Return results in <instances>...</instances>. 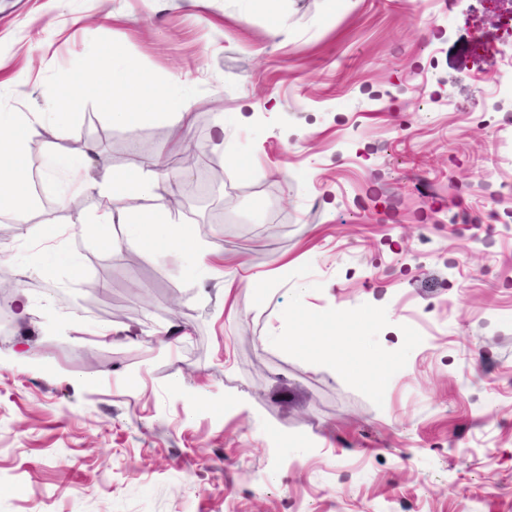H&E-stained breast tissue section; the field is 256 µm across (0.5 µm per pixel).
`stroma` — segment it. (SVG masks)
Wrapping results in <instances>:
<instances>
[{"mask_svg": "<svg viewBox=\"0 0 512 512\" xmlns=\"http://www.w3.org/2000/svg\"><path fill=\"white\" fill-rule=\"evenodd\" d=\"M411 2L0 0V112L110 72L93 40L191 105L163 171L174 116L112 125L98 85L32 171L73 139L159 171L222 257L83 234L54 179L0 215V512H512V93L486 81L512 37L503 0ZM273 342L282 349L299 353H305L319 347V340L316 337L290 333L274 336ZM332 361H333L335 370L340 374L345 373V374H347L351 377L357 378L361 381L368 379L372 384H374L375 386H378V387L384 385V383H385V379H386V375H387L386 372L374 373L370 377L367 378L364 371L362 370V368L356 362L346 358L342 354H338V355L334 354L332 356Z\"/></svg>", "mask_w": 512, "mask_h": 512, "instance_id": "35a3bbf8", "label": "stroma"}]
</instances>
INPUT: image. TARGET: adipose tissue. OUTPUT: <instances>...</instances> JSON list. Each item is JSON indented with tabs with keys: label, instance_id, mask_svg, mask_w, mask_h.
Here are the masks:
<instances>
[{
	"label": "adipose tissue",
	"instance_id": "1",
	"mask_svg": "<svg viewBox=\"0 0 512 512\" xmlns=\"http://www.w3.org/2000/svg\"><path fill=\"white\" fill-rule=\"evenodd\" d=\"M117 66L112 73L102 74L97 69L85 71L83 77L70 89L57 94L54 107L48 112H0V214L12 215L17 222L29 220L33 204L31 183L33 179L48 180L57 174H64L61 199L68 202L75 198L90 197L94 200L92 211H77L74 223L84 224L95 221L98 224H131L135 227L136 239L152 248L156 254L178 249L193 255L200 267H207L209 250L186 228H172L160 233L161 224L167 221L166 199L162 194L163 185L152 173L136 170L122 174L104 172L100 178L84 179L81 169L95 162L94 146L81 149L78 158H69L56 147H47L39 175H31L27 159L26 144L30 130L37 125H54L66 128L71 120L67 110L72 95L83 93L99 82H106L109 95L106 105L113 123L131 127L140 119L136 106L141 101L139 92L126 77L119 63L120 51H113ZM125 197L134 205L124 211L113 209L116 199ZM140 198L154 200L155 207L150 214H142L135 202Z\"/></svg>",
	"mask_w": 512,
	"mask_h": 512
}]
</instances>
